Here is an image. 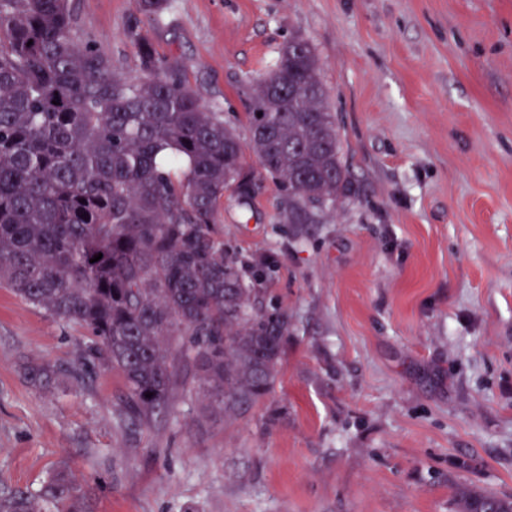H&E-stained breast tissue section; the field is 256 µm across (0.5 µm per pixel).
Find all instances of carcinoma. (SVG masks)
<instances>
[{
  "instance_id": "carcinoma-1",
  "label": "carcinoma",
  "mask_w": 512,
  "mask_h": 512,
  "mask_svg": "<svg viewBox=\"0 0 512 512\" xmlns=\"http://www.w3.org/2000/svg\"><path fill=\"white\" fill-rule=\"evenodd\" d=\"M169 7L137 0L127 37L140 74L129 77L78 37L70 0H0V283L84 327L79 365L122 372L124 414L139 423L170 405L176 336L226 415L263 398L278 374L288 313L252 303L246 276L268 259L240 265L225 252L224 193L248 206L270 179L288 223L304 224L336 209L349 183L308 41L290 39L250 87L260 170L247 171L235 123L202 105L143 34ZM27 375L43 384L57 372ZM457 507L512 512L465 492ZM0 512L90 510L58 468L36 493L0 483Z\"/></svg>"
}]
</instances>
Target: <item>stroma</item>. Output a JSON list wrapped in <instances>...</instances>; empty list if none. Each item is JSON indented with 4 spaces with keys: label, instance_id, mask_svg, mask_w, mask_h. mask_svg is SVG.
Wrapping results in <instances>:
<instances>
[{
    "label": "stroma",
    "instance_id": "obj_1",
    "mask_svg": "<svg viewBox=\"0 0 512 512\" xmlns=\"http://www.w3.org/2000/svg\"><path fill=\"white\" fill-rule=\"evenodd\" d=\"M124 74L134 0H71ZM145 28L203 105L245 119L249 86L307 39L349 191L289 223L267 184L225 193L224 247L272 256L266 311L288 314L271 391L225 417L176 356L168 411L134 424L122 373L49 388L86 332L0 286V480L63 466L93 512H455L512 500V0H172ZM506 505L505 510H501ZM457 507L460 512H512V503L502 501L496 497H482L470 493H461L457 499ZM481 510H478V509Z\"/></svg>",
    "mask_w": 512,
    "mask_h": 512
}]
</instances>
